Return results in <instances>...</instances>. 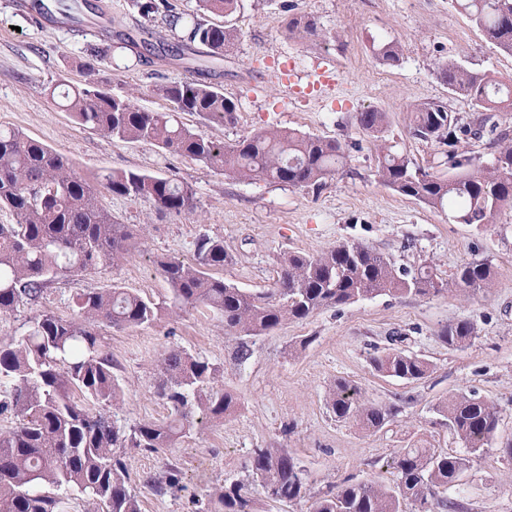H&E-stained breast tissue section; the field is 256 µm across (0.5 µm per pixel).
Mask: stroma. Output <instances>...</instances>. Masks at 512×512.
I'll use <instances>...</instances> for the list:
<instances>
[{"label":"stroma","instance_id":"obj_1","mask_svg":"<svg viewBox=\"0 0 512 512\" xmlns=\"http://www.w3.org/2000/svg\"><path fill=\"white\" fill-rule=\"evenodd\" d=\"M13 2L0 0V127L39 140L87 177L139 171L187 183L196 208L159 214L146 200L104 194V207L135 226L136 249L96 273L60 278L40 306L0 314V343L21 338L39 311L75 318L77 298L88 291L119 286L157 302L168 300L159 261H193L195 242L203 234L223 240L234 256L233 264L218 269V277L253 293L273 288L284 255L319 253L343 241L362 242L400 267H433L446 280L475 259L488 260L494 273L490 288L475 295H383L320 310L255 338L225 331L223 318L203 306L171 309L150 327L102 328L123 388L119 403L107 409L118 425L168 419L157 387L159 358L171 348L220 365L217 385L237 400L223 420L198 416L191 433L166 453L123 449L141 512H200L206 493L246 479L257 448L291 451L314 496L349 479L373 477L394 484L393 459L416 441L462 453L446 419L434 410L459 391L497 406V449L473 462L447 496L466 503L468 512H512V460L500 452L512 442V209L476 227L458 223L451 211L395 193L378 182L372 140L356 124L364 109L385 112L388 144L419 164L447 171L443 147L412 137V107L441 100L461 122L473 121L469 102L438 78L439 64L455 60L507 81L512 56L488 42L451 0H240L232 15L211 18L239 32L235 48L217 61L197 44L186 59L176 61L138 55L120 40L124 33L146 28L158 43H186L197 0H152L156 9L149 14L138 0H101L112 27L100 35L38 28ZM170 9L181 17L178 26L165 21ZM291 13L314 16L324 39L287 37L285 19ZM390 40L401 49L394 66L383 64L377 54ZM287 61L302 88L327 62L337 64L341 80L334 96L284 98L274 75ZM90 62L99 83L152 112L169 111L170 104L152 94L151 85L197 80L201 68H209V82L236 103L237 120L229 125L179 113V121L194 133L224 144L261 128L292 129L339 139L349 157L321 189H297L228 176L152 144L103 138L73 122L52 97L60 85L84 83ZM460 320L473 323L477 335L464 349L452 350L438 333ZM243 344L249 356L242 361L237 351ZM395 348L429 360L427 375L408 382L378 373L373 357ZM340 378L357 385L369 402L398 406V414L375 432L337 419L329 390ZM169 463L177 468L178 485L167 496H156L147 481Z\"/></svg>","mask_w":512,"mask_h":512}]
</instances>
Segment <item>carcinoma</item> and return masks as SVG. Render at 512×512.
<instances>
[{"label":"carcinoma","mask_w":512,"mask_h":512,"mask_svg":"<svg viewBox=\"0 0 512 512\" xmlns=\"http://www.w3.org/2000/svg\"><path fill=\"white\" fill-rule=\"evenodd\" d=\"M239 0H199L203 13L236 12ZM470 21L500 51L512 55V0H454ZM289 36L300 40L325 37L316 20L293 14L285 23ZM237 30L204 18L194 20L188 44H199L216 57L235 46ZM388 65L400 61L392 40L378 49ZM448 90L483 113L476 124H461L444 101L414 105V138L448 146L445 176L413 162L407 155L380 148L376 175L394 192L434 209H449L463 224L491 223L502 208L512 206V141L499 130L496 112L512 109V83L488 71L471 70L457 61L438 67ZM152 91L170 102L172 112H149L127 97L100 90L95 82L68 87L62 107L79 125L107 138L148 142L171 153L201 162L240 179H271L298 188H317L346 160L347 144L294 130H258L233 143L216 144L179 124L175 112L196 113L208 120L232 123L235 103L222 89L204 80L160 83ZM358 128L377 141L384 139L387 115L366 109L356 116ZM496 135L491 164L474 167L473 158L457 144L483 133ZM148 200L156 212L180 214L195 208L191 187L170 178L140 172H111L92 181L73 170L68 158L16 130H0V205L10 208L15 224H0V312L21 305L36 306L47 289L69 273L88 272L116 264L136 241L134 225L120 223L106 210L100 190ZM224 241L202 236L192 263L160 262L162 275L178 308L204 305L224 318V331L256 337L285 321H303L326 308H338L382 295L437 296L459 289L485 292L491 265L471 261L458 267L448 282L429 271L412 273L359 242H342L324 252L291 253L277 271L275 288L251 293L211 274L232 264ZM78 317L66 320L42 311L28 334L0 345V379L10 390L0 400V414L18 425L0 433V512H59L58 491L74 488L98 506V512H140L119 448L155 453L173 447L195 424L198 413L221 420L235 400L213 384L220 367L182 349L172 348L160 360L158 390L170 409L166 422H143L129 429L95 410L119 400L122 388L114 373L112 353L100 333L103 326L150 327L164 306L112 287L77 298ZM476 336L469 321L444 326L439 340L453 350ZM384 376L406 381L425 377L430 364L417 355L392 351L373 358ZM336 418L354 420L367 430H380L398 409L366 404L358 386L339 380L330 390ZM435 411L465 448L451 454L423 445L405 448L394 459L395 486L376 479L348 480L337 490L312 498L304 470L286 448L253 450L247 481H232L211 503V512H253L249 485L258 483L266 497L279 503H309L307 512H465L458 500L444 496L470 464L486 456L498 425L494 404L473 394L458 393L440 401ZM177 483L176 468L166 465L147 481L157 496Z\"/></svg>","instance_id":"carcinoma-1"}]
</instances>
